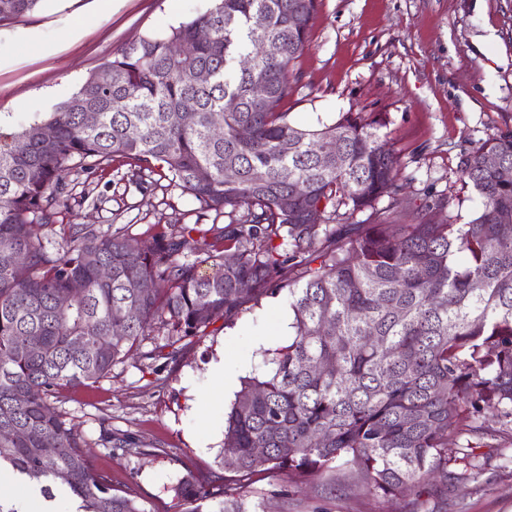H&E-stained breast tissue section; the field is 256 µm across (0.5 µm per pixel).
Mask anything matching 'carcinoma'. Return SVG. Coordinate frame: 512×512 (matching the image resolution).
<instances>
[{"label": "carcinoma", "mask_w": 512, "mask_h": 512, "mask_svg": "<svg viewBox=\"0 0 512 512\" xmlns=\"http://www.w3.org/2000/svg\"><path fill=\"white\" fill-rule=\"evenodd\" d=\"M39 2L0 0V22ZM317 7L214 0L193 20L117 51L47 117L0 132V472L35 498L74 512H149L95 470L91 442L54 407L60 390L99 382L135 352L174 358L182 340L283 289L288 341L270 370L242 380L226 413L224 457L236 479L180 478L171 487L180 512H259L245 494L255 474L302 484L338 462L355 463L371 495L419 497L426 480L448 479L451 461L478 474L472 440L496 436L494 423L512 426V130L461 155L479 199L467 222L429 217L447 196L414 223L395 219L406 183L381 140L382 116L345 112L309 129L281 111ZM200 29L210 39L195 41ZM259 44L268 51L257 54ZM200 69L209 83L197 82ZM255 80L270 85V98L251 96ZM114 95L128 99V111H111ZM228 98L237 111H225ZM186 99L197 111L180 112ZM87 109L96 111L92 125ZM241 126L249 138L238 137ZM336 140L340 153L322 151ZM488 154L500 167L485 166ZM116 157L136 175L166 177L199 216L229 223L183 224L134 245L97 224H65L50 250L43 230L66 177L103 172ZM227 167L237 180H224ZM200 251L213 260L209 275L193 260ZM122 308L135 317L116 314ZM154 332L164 343L140 351ZM107 443L112 454L145 453L125 436Z\"/></svg>", "instance_id": "carcinoma-1"}]
</instances>
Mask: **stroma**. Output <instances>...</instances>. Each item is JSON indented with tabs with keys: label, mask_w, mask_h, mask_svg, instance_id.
Instances as JSON below:
<instances>
[{
	"label": "stroma",
	"mask_w": 512,
	"mask_h": 512,
	"mask_svg": "<svg viewBox=\"0 0 512 512\" xmlns=\"http://www.w3.org/2000/svg\"><path fill=\"white\" fill-rule=\"evenodd\" d=\"M212 0H42L32 12L0 26V113L18 130L70 98L117 50L205 13ZM296 79L281 104L302 127L329 123L343 112L383 114L380 134L397 150L406 193L400 218L418 215L431 197L452 199L436 211L468 221L477 205L459 161L474 144L512 130V0H319ZM68 209L45 230L92 215L102 229L143 240L159 230L200 223L224 226L227 217L198 219L194 200L156 175L135 183L124 159L105 172L67 178ZM286 295L263 298L234 323L187 338L173 359H131L87 388L66 389L57 408L94 443L96 467L112 484L142 498L149 512H175L172 485L186 475L207 481L219 467L223 402L207 404V365L224 353L239 377L261 371L280 339ZM205 406L204 416L191 410ZM128 434L145 455H108L102 430ZM477 476L448 466V482L434 512H512V433L477 447ZM251 500L263 512H416L411 499L373 497L345 476L297 487L279 475L254 477Z\"/></svg>",
	"instance_id": "1"
}]
</instances>
